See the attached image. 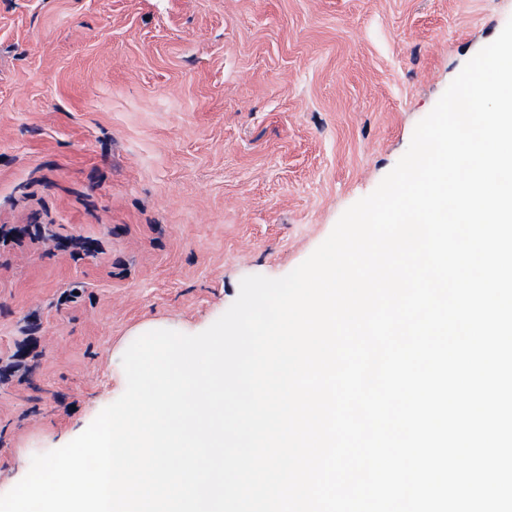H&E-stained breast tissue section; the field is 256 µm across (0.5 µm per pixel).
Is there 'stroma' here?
<instances>
[{
	"mask_svg": "<svg viewBox=\"0 0 512 512\" xmlns=\"http://www.w3.org/2000/svg\"><path fill=\"white\" fill-rule=\"evenodd\" d=\"M512 0H0V494L373 192Z\"/></svg>",
	"mask_w": 512,
	"mask_h": 512,
	"instance_id": "35a3bbf8",
	"label": "stroma"
}]
</instances>
